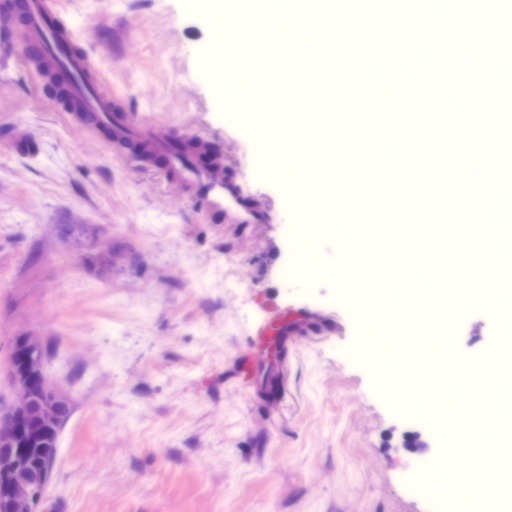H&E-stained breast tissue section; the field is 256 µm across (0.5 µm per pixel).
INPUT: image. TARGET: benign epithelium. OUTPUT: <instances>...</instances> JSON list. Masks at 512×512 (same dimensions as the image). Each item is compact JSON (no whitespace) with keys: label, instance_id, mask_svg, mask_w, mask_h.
I'll return each instance as SVG.
<instances>
[{"label":"benign epithelium","instance_id":"obj_1","mask_svg":"<svg viewBox=\"0 0 512 512\" xmlns=\"http://www.w3.org/2000/svg\"><path fill=\"white\" fill-rule=\"evenodd\" d=\"M20 343L25 346L23 370L18 372L15 366H10L17 401L0 412V512H36V496H44L52 477V460L43 472L35 475L25 464L31 449L21 444L36 438L30 426L32 399L41 398V412L46 421L54 420L60 406L67 403V398L44 373L41 345L30 338H23Z\"/></svg>","mask_w":512,"mask_h":512}]
</instances>
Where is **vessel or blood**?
I'll use <instances>...</instances> for the list:
<instances>
[{"instance_id":"vessel-or-blood-1","label":"vessel or blood","mask_w":512,"mask_h":512,"mask_svg":"<svg viewBox=\"0 0 512 512\" xmlns=\"http://www.w3.org/2000/svg\"><path fill=\"white\" fill-rule=\"evenodd\" d=\"M24 24L31 37L22 48L28 62L48 63L68 73L64 100L90 130L108 132L122 143L129 161L142 167L160 166L181 194L201 202L211 214H235L238 223L260 221L254 204L238 196L233 182L224 177L222 151L212 150L207 164H200L190 147L200 144L197 134L164 132L143 140L126 116L99 92L100 82L90 57L75 44L72 30L61 27L53 0H0V27Z\"/></svg>"}]
</instances>
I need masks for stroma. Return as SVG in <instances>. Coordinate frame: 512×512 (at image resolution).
<instances>
[{
  "label": "stroma",
  "instance_id": "1",
  "mask_svg": "<svg viewBox=\"0 0 512 512\" xmlns=\"http://www.w3.org/2000/svg\"><path fill=\"white\" fill-rule=\"evenodd\" d=\"M115 109L201 134L268 224L218 222L157 169L82 130L27 66L23 25L0 42V410L18 337L68 398L46 512H435L428 416L382 395L358 360L363 323L336 276L301 278L287 204L319 199L295 166L257 176L255 135L224 112L207 0H60ZM330 331L287 352L259 335L298 316ZM499 325L471 309L448 342L485 359Z\"/></svg>",
  "mask_w": 512,
  "mask_h": 512
}]
</instances>
